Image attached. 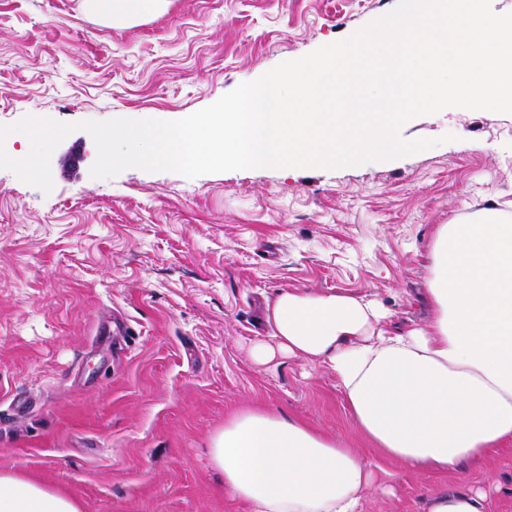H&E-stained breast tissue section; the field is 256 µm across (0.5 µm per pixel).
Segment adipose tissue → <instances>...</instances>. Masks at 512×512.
<instances>
[{
	"mask_svg": "<svg viewBox=\"0 0 512 512\" xmlns=\"http://www.w3.org/2000/svg\"><path fill=\"white\" fill-rule=\"evenodd\" d=\"M166 0H85L105 22L158 13ZM426 327L393 329L365 295L281 291L268 306L266 363L296 357L332 372L368 458L299 421L245 411L212 439L224 487L252 512H364L386 464L465 477L466 464L512 446V205L441 225L431 255ZM0 512H80L41 483L0 471ZM427 512H490L486 492L457 488Z\"/></svg>",
	"mask_w": 512,
	"mask_h": 512,
	"instance_id": "ef3b65f1",
	"label": "adipose tissue"
}]
</instances>
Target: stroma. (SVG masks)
<instances>
[{"instance_id": "1", "label": "stroma", "mask_w": 512, "mask_h": 512, "mask_svg": "<svg viewBox=\"0 0 512 512\" xmlns=\"http://www.w3.org/2000/svg\"><path fill=\"white\" fill-rule=\"evenodd\" d=\"M396 4L168 0L108 25L82 0H0V124L179 120ZM401 136L436 145L339 169L95 179L80 130L51 155V192L0 169V470L81 512H250L209 460L235 414L363 447L332 373L251 349L272 343L285 289L366 295L400 327L431 319L440 225L512 201V114L449 107ZM467 480L512 512V447ZM455 484L404 468L366 512H425Z\"/></svg>"}]
</instances>
